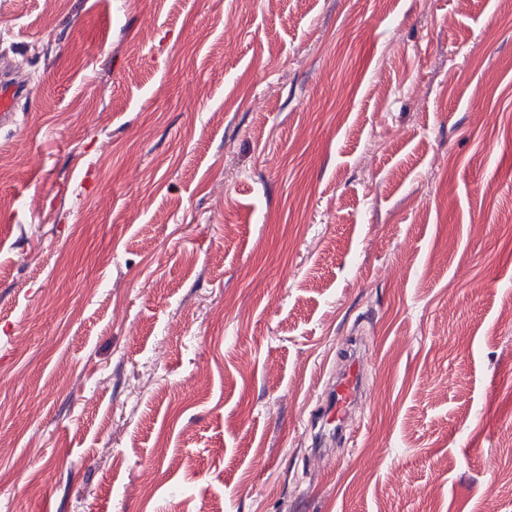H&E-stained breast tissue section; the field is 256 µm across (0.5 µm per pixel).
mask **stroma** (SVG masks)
I'll return each instance as SVG.
<instances>
[{"mask_svg": "<svg viewBox=\"0 0 512 512\" xmlns=\"http://www.w3.org/2000/svg\"><path fill=\"white\" fill-rule=\"evenodd\" d=\"M1 61L0 512H512V0H0ZM30 82L21 76L10 73L4 64L0 79V127L16 123V107L19 100L31 93ZM364 363L361 355H346L344 363L336 372V380L327 392V401L322 416L331 415L336 427L359 408V398L364 388Z\"/></svg>", "mask_w": 512, "mask_h": 512, "instance_id": "stroma-1", "label": "stroma"}]
</instances>
